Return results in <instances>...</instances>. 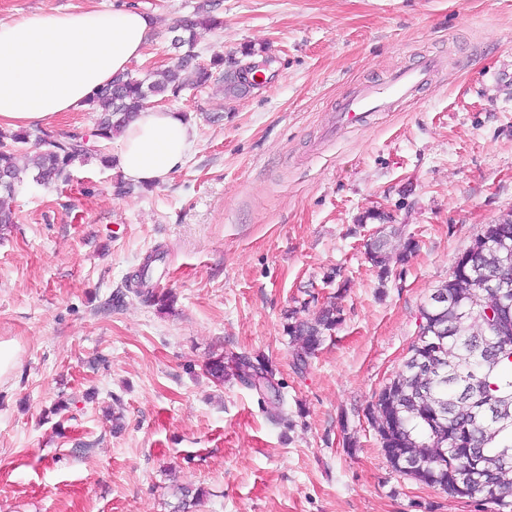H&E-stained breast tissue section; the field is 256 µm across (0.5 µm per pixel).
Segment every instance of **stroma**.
I'll list each match as a JSON object with an SVG mask.
<instances>
[{
  "label": "stroma",
  "instance_id": "obj_1",
  "mask_svg": "<svg viewBox=\"0 0 512 512\" xmlns=\"http://www.w3.org/2000/svg\"><path fill=\"white\" fill-rule=\"evenodd\" d=\"M113 0H0V19ZM156 39L131 71L172 65L197 0H126ZM199 63L265 47L257 89L222 86L150 105L190 115L185 164L116 194L115 169L76 163L69 185L10 199L0 241V512H512L395 472L369 410L402 367L421 307L488 224L512 211V0H220ZM417 98L330 136L340 100L426 59ZM419 248L380 277L365 245ZM150 285L169 310L131 283ZM335 301L340 321L305 368L287 315ZM268 358L265 395L203 366L213 352Z\"/></svg>",
  "mask_w": 512,
  "mask_h": 512
}]
</instances>
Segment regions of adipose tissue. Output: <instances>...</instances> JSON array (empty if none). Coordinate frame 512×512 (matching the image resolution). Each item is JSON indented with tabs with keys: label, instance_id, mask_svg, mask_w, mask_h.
Listing matches in <instances>:
<instances>
[{
	"label": "adipose tissue",
	"instance_id": "1",
	"mask_svg": "<svg viewBox=\"0 0 512 512\" xmlns=\"http://www.w3.org/2000/svg\"><path fill=\"white\" fill-rule=\"evenodd\" d=\"M155 38L149 13L128 7L0 21V129L43 125L86 110V99L140 60ZM178 112L147 107L112 141L111 157L136 183L165 182L193 147Z\"/></svg>",
	"mask_w": 512,
	"mask_h": 512
}]
</instances>
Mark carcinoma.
<instances>
[{"instance_id": "1", "label": "carcinoma", "mask_w": 512, "mask_h": 512, "mask_svg": "<svg viewBox=\"0 0 512 512\" xmlns=\"http://www.w3.org/2000/svg\"><path fill=\"white\" fill-rule=\"evenodd\" d=\"M219 6V0H202L192 17L174 27L179 35L173 45L183 50L175 63L141 78L120 73L93 91L87 105L98 118L91 134L0 130V195H15L27 174L38 186L67 185L76 161L99 156L109 162L106 146L151 97L177 98L213 80L223 82L227 101L248 93L246 64L258 56L269 59L265 48L246 44L240 60L216 54L206 66L196 63V29L221 26ZM30 143L33 151L21 169L17 154ZM484 236L494 246L512 247V223L490 224ZM481 242L482 237L475 239L474 246L457 257L448 281L437 288L453 299V311L430 304L422 307V324L409 355L417 366L403 364L384 385L370 422L395 471L451 497H481L503 504L512 496V467L494 469L487 482L472 485L464 495L453 489L467 474L468 449L482 448L488 457L512 456V418L491 421L481 413L490 404L512 408V293L502 306L486 295L482 284L497 267L493 254L476 249ZM417 248L418 243L408 239L394 257L385 249V241L377 238L368 245L366 258L384 278L392 261L405 263ZM290 319L286 332L294 344V364L301 368L325 333L336 328L339 317L336 306L327 304L311 319L293 315ZM205 371L218 383L230 374L253 389L270 388L275 381V369L260 356H232L226 361L220 353L208 358Z\"/></svg>"}]
</instances>
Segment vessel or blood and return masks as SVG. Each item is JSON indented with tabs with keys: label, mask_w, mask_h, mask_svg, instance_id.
<instances>
[{
	"label": "vessel or blood",
	"mask_w": 512,
	"mask_h": 512,
	"mask_svg": "<svg viewBox=\"0 0 512 512\" xmlns=\"http://www.w3.org/2000/svg\"><path fill=\"white\" fill-rule=\"evenodd\" d=\"M436 69V61L430 59L420 67L395 71L384 83L357 88L342 103L332 131L367 124L377 113L390 111L397 103L411 99L431 80Z\"/></svg>",
	"instance_id": "b4317fda"
}]
</instances>
